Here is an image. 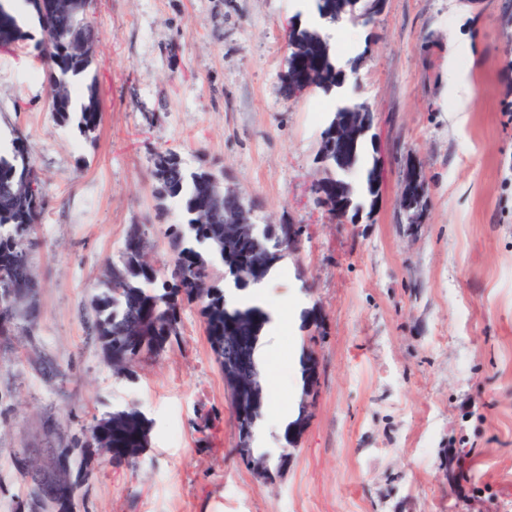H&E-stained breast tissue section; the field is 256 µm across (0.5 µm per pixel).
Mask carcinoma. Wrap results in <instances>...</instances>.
Listing matches in <instances>:
<instances>
[{"label": "carcinoma", "instance_id": "1", "mask_svg": "<svg viewBox=\"0 0 512 512\" xmlns=\"http://www.w3.org/2000/svg\"><path fill=\"white\" fill-rule=\"evenodd\" d=\"M338 7L340 0H315L318 24L323 30L336 26V17L326 14L327 2ZM45 24L39 25L42 40L37 47L50 66L53 78L51 108L66 124L76 121L83 134L94 132L99 123V106L94 85L86 92L72 95L71 86L89 69L91 61L71 55L66 41L75 36L94 40L95 34L81 7V0H70L64 11L55 8L53 0H41ZM9 0H0V44L10 45L25 33L18 19L7 7ZM342 69L336 58L328 54V71L316 86L325 95L342 84ZM364 140H359L341 162L331 160L323 165L328 176L321 179L327 186L324 193L336 187V176H346L361 158ZM166 160L154 165L156 198L169 200L178 207L181 222L169 224L164 235L169 239L173 258L164 270L137 258V253L152 247V224L131 227L120 259L107 265L100 292L94 299V318L89 334L99 343L104 358L115 374H125L143 359L159 355L180 334L181 311L184 304L199 306L204 329L219 365H224V331L235 328L237 335L246 337L243 349L245 366L252 381L265 384L257 357L258 338L267 322L262 308L231 305L225 298L221 282L228 276L234 286L247 290L260 282L267 273L295 248L298 241L284 235L286 225H265L256 229L255 238L231 240L224 237V196L221 181L207 168L185 169L176 160L177 154L164 151ZM29 149L25 139L15 135L10 148L0 150V338L10 337L19 330H29L38 316V306L30 304L28 296L39 281L28 266L22 268L18 259L31 258L39 245L36 227L45 210ZM211 207L212 218L206 224L198 222V210ZM232 260L242 265L257 262L252 277L241 281L231 269L217 276L216 264ZM152 421L136 409H119L113 415L93 418L79 434L61 442L55 448V463L64 470L82 471L88 466L81 449L88 447V437L102 438L112 453L108 457L115 467H134L149 443Z\"/></svg>", "mask_w": 512, "mask_h": 512}]
</instances>
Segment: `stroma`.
<instances>
[{
    "instance_id": "obj_1",
    "label": "stroma",
    "mask_w": 512,
    "mask_h": 512,
    "mask_svg": "<svg viewBox=\"0 0 512 512\" xmlns=\"http://www.w3.org/2000/svg\"><path fill=\"white\" fill-rule=\"evenodd\" d=\"M295 0H91L100 121L80 133L51 110L48 68L25 40L0 49V141L21 132L46 201L32 266L31 334L0 340V512L27 481L18 449L51 446L109 412L153 422L136 468L91 466L79 512H512V0H385L346 20L337 55L362 62L348 92L283 90ZM457 55L474 95L458 122ZM367 104L380 171L355 223H336L310 188L321 132L340 101ZM177 153L256 201L257 224L302 229L282 267L300 301L266 361L267 390L299 409L305 357L315 395L288 469L260 481L240 459L224 376L197 305L181 337L117 376L88 334L107 262L155 218L153 164ZM427 190L423 221L402 209L408 172ZM296 384L284 388V375ZM468 480L458 486L455 475Z\"/></svg>"
}]
</instances>
